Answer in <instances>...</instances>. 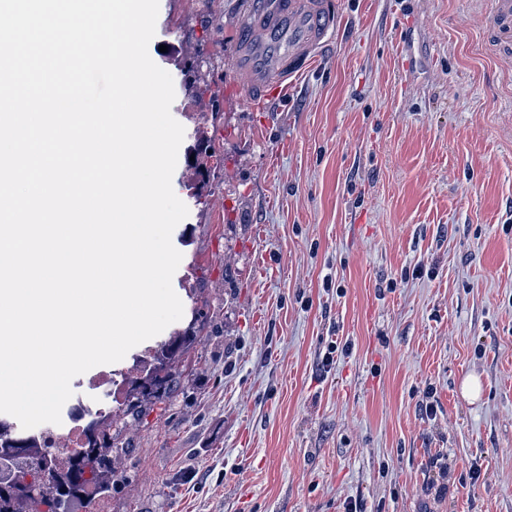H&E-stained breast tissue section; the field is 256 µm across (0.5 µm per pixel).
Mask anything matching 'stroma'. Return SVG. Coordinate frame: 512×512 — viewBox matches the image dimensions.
Listing matches in <instances>:
<instances>
[{
  "label": "stroma",
  "mask_w": 512,
  "mask_h": 512,
  "mask_svg": "<svg viewBox=\"0 0 512 512\" xmlns=\"http://www.w3.org/2000/svg\"><path fill=\"white\" fill-rule=\"evenodd\" d=\"M253 3L159 0L148 51L187 133L174 327L195 305L207 322L165 409L133 421L88 393L123 450L103 512H512V60L484 37L494 0H338L330 53L263 107L229 76ZM197 131L221 160L196 178Z\"/></svg>",
  "instance_id": "35a3bbf8"
}]
</instances>
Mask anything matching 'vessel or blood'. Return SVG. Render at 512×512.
Wrapping results in <instances>:
<instances>
[{
	"mask_svg": "<svg viewBox=\"0 0 512 512\" xmlns=\"http://www.w3.org/2000/svg\"><path fill=\"white\" fill-rule=\"evenodd\" d=\"M490 37L512 50V0H494ZM335 0H273L250 14L232 65L249 100L265 101L310 70L336 34Z\"/></svg>",
	"mask_w": 512,
	"mask_h": 512,
	"instance_id": "1",
	"label": "vessel or blood"
}]
</instances>
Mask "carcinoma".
Segmentation results:
<instances>
[{"label":"carcinoma","mask_w":512,"mask_h":512,"mask_svg":"<svg viewBox=\"0 0 512 512\" xmlns=\"http://www.w3.org/2000/svg\"><path fill=\"white\" fill-rule=\"evenodd\" d=\"M198 339V334L174 332L159 344V363L153 373L155 380L126 397L124 414L140 416L149 406L168 402L175 394L181 376L180 366L187 349ZM117 448L112 439L101 442L91 439L90 446L73 452L66 476L56 477L53 469L41 468L42 475L33 483V492L20 499L14 488L0 489V512H63L62 505L78 498L87 484H92L99 494L112 489L116 475L114 461Z\"/></svg>","instance_id":"1"}]
</instances>
